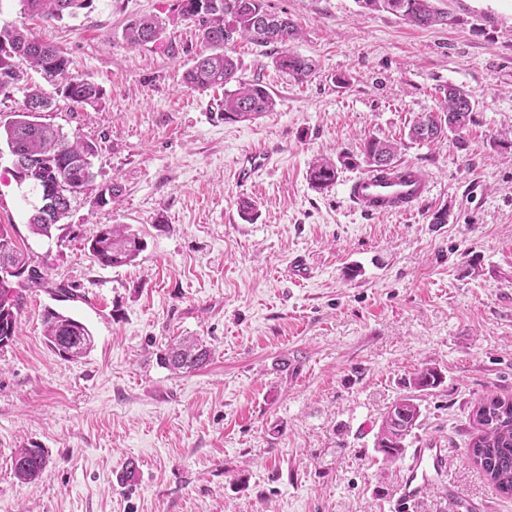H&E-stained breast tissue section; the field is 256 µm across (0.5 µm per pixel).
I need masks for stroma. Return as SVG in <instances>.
I'll use <instances>...</instances> for the list:
<instances>
[{
    "label": "stroma",
    "instance_id": "35a3bbf8",
    "mask_svg": "<svg viewBox=\"0 0 512 512\" xmlns=\"http://www.w3.org/2000/svg\"><path fill=\"white\" fill-rule=\"evenodd\" d=\"M174 2L93 0L47 25L0 0V27L50 39L104 91L42 115L98 144L94 182L51 237L30 232L40 191L0 153V224L47 278L23 289L18 334L0 348V512H394L407 459L384 460L375 442L409 395L421 416L407 447L439 441L461 499L512 512L466 458L475 404L512 399V151L492 145L512 133V0H433L456 22L429 28L358 0H264L298 25L286 48L316 68L298 81L273 64L280 45L228 44L239 79L276 102L239 122L218 117L223 88L184 84L203 45ZM146 15L163 20L160 39L128 45L127 24ZM450 84L471 94L474 125L459 141H410ZM369 136L430 174L413 214L362 216L347 193L359 166L310 185L313 159L360 156ZM258 146L271 163L240 191L233 169ZM113 183L121 195L99 206ZM103 224L138 230L133 264L90 254ZM49 308L89 328V352L67 361L47 347ZM184 338L212 359L177 375L158 356ZM425 367L442 382L414 391ZM34 445L48 465L23 483L12 459Z\"/></svg>",
    "mask_w": 512,
    "mask_h": 512
}]
</instances>
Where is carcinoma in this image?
Here are the masks:
<instances>
[{
  "mask_svg": "<svg viewBox=\"0 0 512 512\" xmlns=\"http://www.w3.org/2000/svg\"><path fill=\"white\" fill-rule=\"evenodd\" d=\"M367 11H387L401 16L418 27L448 25L453 19L438 11L432 0H358ZM24 10L39 16L45 23L74 17L78 10L90 7L92 0H22ZM176 11L199 25V38L206 51L196 55L186 70L184 84L194 90L224 88L221 115L225 120L241 121L271 112L275 103L269 92L258 83H242L237 77L240 63L224 52V44L234 36L249 37L264 44L287 45L298 35L296 25L288 18L266 12L263 0H176ZM163 27L159 20L143 17L128 23L125 39L132 46L159 40ZM21 58L52 86L54 94L34 90L26 95L23 107L5 122L0 123V143L9 153L30 163L27 181L46 189L48 184L64 178L71 186V195L80 194L95 175L86 166V159L98 153L95 142L77 134L72 136L40 121L41 113L50 109L54 96L76 105L94 106L103 97L102 88L89 79L69 71L64 51L47 38H39L23 28L0 27V91L20 80L15 59ZM276 67L296 80L308 78L313 70L312 60L288 50L275 58ZM445 101L454 103L440 113L428 112L419 116L409 127L413 142H433L445 131L462 133L474 123L471 95L458 86H448ZM397 144L390 140L369 137L364 142L361 163L369 170L386 169L395 165ZM356 165V160L341 155L315 159L309 166L311 185L322 190L336 182L337 164ZM71 199L62 197L47 208H36L29 218L32 231L49 237L52 229L69 213ZM145 242L127 224H102L89 240V251L99 264L121 267L133 263L144 250ZM16 271L17 282L0 279V348L6 347L18 335L17 313L22 295L14 284L41 286L45 277L32 267L13 238L0 229V272ZM43 336L47 345L65 360L85 355L92 347L93 337L79 320L58 311L46 310L43 317ZM211 355L203 344L183 340L167 348L159 356L161 364L175 372L196 370L207 363ZM416 385L425 390L440 383L436 369L426 367L415 376ZM394 406L404 411L400 419L410 424L419 421V405L403 397ZM476 434L466 455L488 476L503 496L512 495V400L491 395L480 401L473 410ZM405 433L377 434L376 447L389 459L399 457L405 448ZM46 466L45 451L38 447L21 448L12 460L14 475L21 481L36 480Z\"/></svg>",
  "mask_w": 512,
  "mask_h": 512,
  "instance_id": "carcinoma-1",
  "label": "carcinoma"
}]
</instances>
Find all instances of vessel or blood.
Here are the masks:
<instances>
[{
    "label": "vessel or blood",
    "instance_id": "vessel-or-blood-1",
    "mask_svg": "<svg viewBox=\"0 0 512 512\" xmlns=\"http://www.w3.org/2000/svg\"><path fill=\"white\" fill-rule=\"evenodd\" d=\"M269 163L264 149L246 152L234 171L240 186L251 185L255 175ZM432 183L429 174L413 163H405L383 171H369L351 179L348 185L350 199L360 213L367 217L410 212L429 197ZM448 467L445 448L435 440H425L413 449L397 487V512H413L422 503Z\"/></svg>",
    "mask_w": 512,
    "mask_h": 512
}]
</instances>
